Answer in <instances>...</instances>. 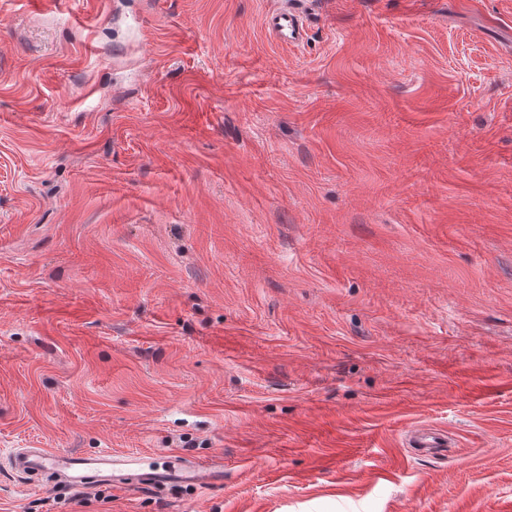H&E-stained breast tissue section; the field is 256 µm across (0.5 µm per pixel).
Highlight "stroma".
I'll return each mask as SVG.
<instances>
[{"label":"stroma","mask_w":512,"mask_h":512,"mask_svg":"<svg viewBox=\"0 0 512 512\" xmlns=\"http://www.w3.org/2000/svg\"><path fill=\"white\" fill-rule=\"evenodd\" d=\"M277 5L0 0V512H512V0ZM262 23L271 36L287 44H298L305 35L304 24L288 1L266 12ZM447 446L448 437L446 434L429 429H420L411 436V448H446ZM9 466L25 479L57 481L84 489L101 482L120 486L139 483L152 487L216 484V472L192 464L179 455L127 458L112 453L92 455L47 448H19L10 456Z\"/></svg>","instance_id":"1"}]
</instances>
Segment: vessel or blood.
I'll return each mask as SVG.
<instances>
[{
	"mask_svg": "<svg viewBox=\"0 0 512 512\" xmlns=\"http://www.w3.org/2000/svg\"><path fill=\"white\" fill-rule=\"evenodd\" d=\"M264 28L275 39L300 43L305 35L301 18L289 0L263 16ZM10 468L26 479L57 481L75 488H91L101 482L128 486L134 483L153 487L173 484L211 486L214 471L193 464L179 455L134 458L105 454H84L46 448H20L9 459Z\"/></svg>",
	"mask_w": 512,
	"mask_h": 512,
	"instance_id": "b4317fda",
	"label": "vessel or blood"
}]
</instances>
